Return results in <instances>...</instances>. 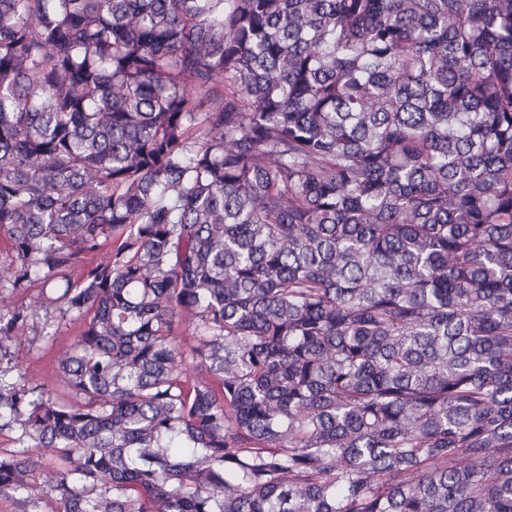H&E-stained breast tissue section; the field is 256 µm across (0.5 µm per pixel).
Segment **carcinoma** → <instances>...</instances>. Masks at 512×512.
I'll return each instance as SVG.
<instances>
[{
    "instance_id": "obj_1",
    "label": "carcinoma",
    "mask_w": 512,
    "mask_h": 512,
    "mask_svg": "<svg viewBox=\"0 0 512 512\" xmlns=\"http://www.w3.org/2000/svg\"><path fill=\"white\" fill-rule=\"evenodd\" d=\"M0 500L512 512V0H0ZM53 343L47 344L44 341H36L30 352H23L18 355V361L22 372L34 385L50 383V368L59 349L69 344L74 335L70 332H63Z\"/></svg>"
}]
</instances>
